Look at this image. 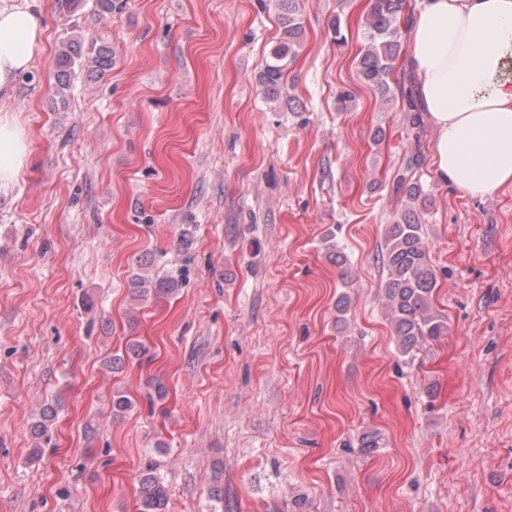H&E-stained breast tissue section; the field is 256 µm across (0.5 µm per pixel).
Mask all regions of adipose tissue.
<instances>
[{"mask_svg": "<svg viewBox=\"0 0 512 512\" xmlns=\"http://www.w3.org/2000/svg\"><path fill=\"white\" fill-rule=\"evenodd\" d=\"M408 30L437 178L469 196L512 185V0H417ZM43 37L31 0H0V188L27 160L9 104Z\"/></svg>", "mask_w": 512, "mask_h": 512, "instance_id": "ef3b65f1", "label": "adipose tissue"}]
</instances>
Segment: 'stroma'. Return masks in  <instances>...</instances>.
Listing matches in <instances>:
<instances>
[{
  "mask_svg": "<svg viewBox=\"0 0 512 512\" xmlns=\"http://www.w3.org/2000/svg\"><path fill=\"white\" fill-rule=\"evenodd\" d=\"M93 4L36 0L45 43L11 103L28 159L0 191V512H138L149 466L166 512H512V186L471 197L436 177L427 117L359 73L367 0H302L275 102L256 81L272 0ZM71 38L115 64L63 107ZM412 154L448 333L410 358L382 255ZM147 257L182 286L140 303ZM132 343L142 358L106 366ZM368 432L383 446L366 455Z\"/></svg>",
  "mask_w": 512,
  "mask_h": 512,
  "instance_id": "35a3bbf8",
  "label": "stroma"
}]
</instances>
